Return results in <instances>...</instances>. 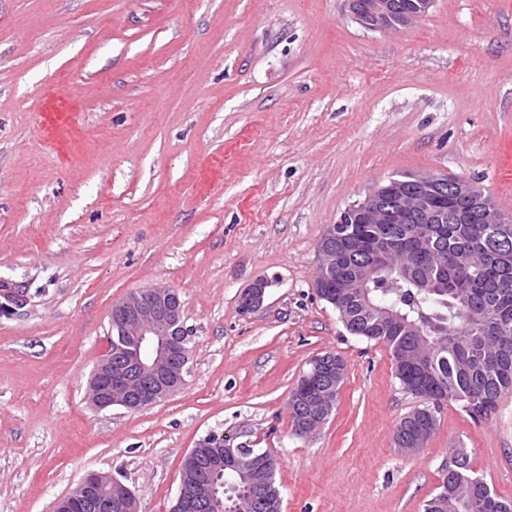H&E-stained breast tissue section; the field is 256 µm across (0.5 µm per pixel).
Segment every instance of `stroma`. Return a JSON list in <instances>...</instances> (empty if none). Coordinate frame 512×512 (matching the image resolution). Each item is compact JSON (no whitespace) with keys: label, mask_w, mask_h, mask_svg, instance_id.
I'll use <instances>...</instances> for the list:
<instances>
[{"label":"stroma","mask_w":512,"mask_h":512,"mask_svg":"<svg viewBox=\"0 0 512 512\" xmlns=\"http://www.w3.org/2000/svg\"><path fill=\"white\" fill-rule=\"evenodd\" d=\"M399 173L474 180L512 221V0L387 31L348 0H0V289L26 297L0 312V512H53L92 471L169 512L211 433L275 457L282 512H423L456 449L512 498V391L478 419L442 403L400 453L422 398L313 286L327 225ZM160 286L192 336L184 388L93 410L113 305ZM327 353L336 406L296 435L289 395ZM273 281L267 277L256 279L250 288H247L240 298L239 309L244 315L251 314L263 305L267 288L271 287Z\"/></svg>","instance_id":"obj_1"}]
</instances>
